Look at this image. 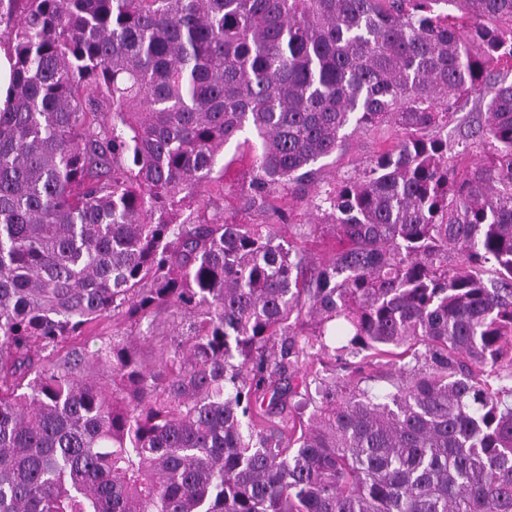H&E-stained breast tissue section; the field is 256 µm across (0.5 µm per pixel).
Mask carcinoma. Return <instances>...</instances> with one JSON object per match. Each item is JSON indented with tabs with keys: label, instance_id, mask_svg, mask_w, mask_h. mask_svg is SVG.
Segmentation results:
<instances>
[{
	"label": "carcinoma",
	"instance_id": "obj_1",
	"mask_svg": "<svg viewBox=\"0 0 512 512\" xmlns=\"http://www.w3.org/2000/svg\"><path fill=\"white\" fill-rule=\"evenodd\" d=\"M0 26V512H512V0H0ZM284 191L327 255L275 230H318ZM108 312L180 332L152 365L151 335L91 351ZM338 336L377 371L316 368ZM11 84L10 49L0 42V109H5L9 100ZM372 137L354 136L345 142L342 150L326 159L319 161L316 167L321 166V177L325 181H333L353 168L362 167L375 149Z\"/></svg>",
	"mask_w": 512,
	"mask_h": 512
}]
</instances>
